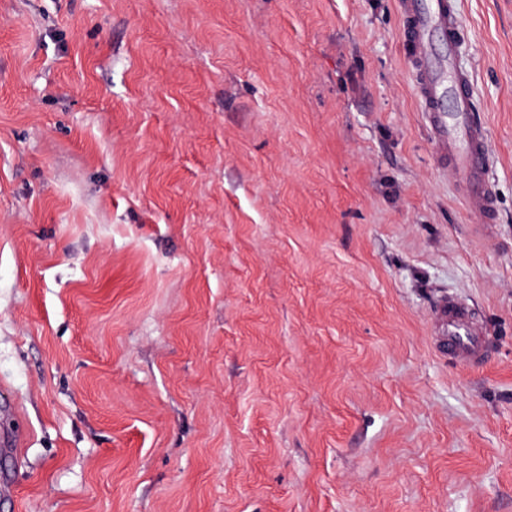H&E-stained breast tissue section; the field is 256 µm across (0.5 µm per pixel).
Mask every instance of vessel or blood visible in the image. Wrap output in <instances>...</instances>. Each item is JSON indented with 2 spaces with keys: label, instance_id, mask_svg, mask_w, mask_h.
I'll return each instance as SVG.
<instances>
[{
  "label": "vessel or blood",
  "instance_id": "1",
  "mask_svg": "<svg viewBox=\"0 0 512 512\" xmlns=\"http://www.w3.org/2000/svg\"><path fill=\"white\" fill-rule=\"evenodd\" d=\"M397 8L437 165L460 188L478 223H495V197L486 178L487 129L479 118L472 76L456 65L461 0H397ZM434 313L443 343L458 361L469 362L485 349L467 304L443 296Z\"/></svg>",
  "mask_w": 512,
  "mask_h": 512
}]
</instances>
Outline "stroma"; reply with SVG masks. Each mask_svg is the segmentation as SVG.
I'll list each match as a JSON object with an SVG mask.
<instances>
[{"mask_svg": "<svg viewBox=\"0 0 512 512\" xmlns=\"http://www.w3.org/2000/svg\"><path fill=\"white\" fill-rule=\"evenodd\" d=\"M400 29L396 0H0V512H512V0H462L457 57L493 224ZM442 293L484 362L435 351Z\"/></svg>", "mask_w": 512, "mask_h": 512, "instance_id": "obj_1", "label": "stroma"}]
</instances>
